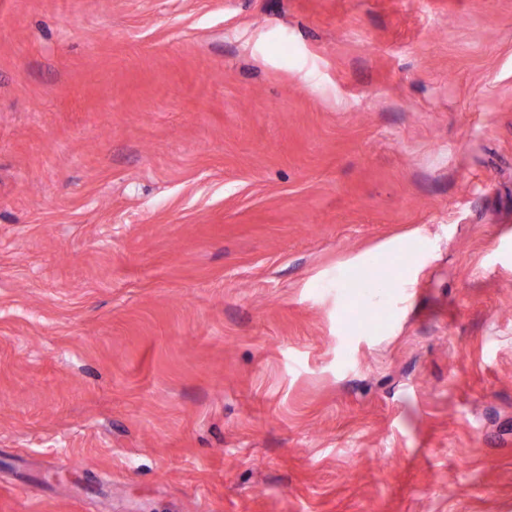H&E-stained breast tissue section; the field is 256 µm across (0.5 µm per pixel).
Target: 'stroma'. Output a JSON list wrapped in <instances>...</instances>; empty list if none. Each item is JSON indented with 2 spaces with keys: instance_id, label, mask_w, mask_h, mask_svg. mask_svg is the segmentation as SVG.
<instances>
[{
  "instance_id": "1",
  "label": "stroma",
  "mask_w": 512,
  "mask_h": 512,
  "mask_svg": "<svg viewBox=\"0 0 512 512\" xmlns=\"http://www.w3.org/2000/svg\"><path fill=\"white\" fill-rule=\"evenodd\" d=\"M0 512H512V0H0Z\"/></svg>"
}]
</instances>
